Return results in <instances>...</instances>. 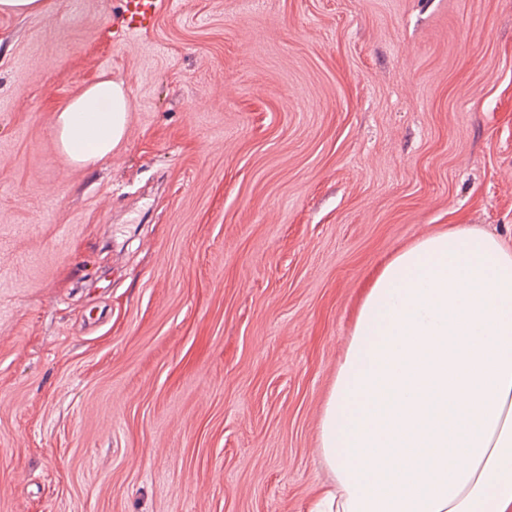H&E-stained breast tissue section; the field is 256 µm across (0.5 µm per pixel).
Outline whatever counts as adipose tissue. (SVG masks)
<instances>
[{"instance_id": "obj_1", "label": "adipose tissue", "mask_w": 512, "mask_h": 512, "mask_svg": "<svg viewBox=\"0 0 512 512\" xmlns=\"http://www.w3.org/2000/svg\"><path fill=\"white\" fill-rule=\"evenodd\" d=\"M106 78L58 111L86 165L124 140ZM328 482L310 512H512V247L468 224L387 261L360 304L322 421Z\"/></svg>"}]
</instances>
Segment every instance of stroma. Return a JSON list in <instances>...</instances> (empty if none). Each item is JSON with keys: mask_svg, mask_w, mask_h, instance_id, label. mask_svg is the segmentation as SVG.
<instances>
[{"mask_svg": "<svg viewBox=\"0 0 512 512\" xmlns=\"http://www.w3.org/2000/svg\"><path fill=\"white\" fill-rule=\"evenodd\" d=\"M123 10L0 15V512H308L381 263L512 244V0ZM105 76L79 166L55 116ZM127 32L147 30L155 24L156 0H125ZM128 107L122 81L90 85L56 114L54 134L62 151L77 165L107 157L125 138Z\"/></svg>", "mask_w": 512, "mask_h": 512, "instance_id": "obj_1", "label": "stroma"}]
</instances>
